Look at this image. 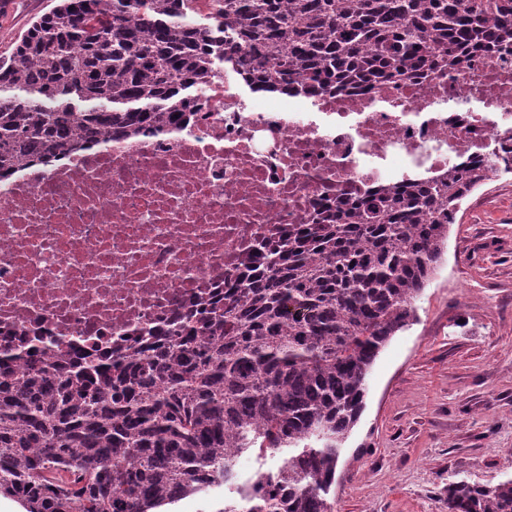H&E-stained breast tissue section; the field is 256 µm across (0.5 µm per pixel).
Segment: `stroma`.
Listing matches in <instances>:
<instances>
[{
	"instance_id": "stroma-1",
	"label": "stroma",
	"mask_w": 512,
	"mask_h": 512,
	"mask_svg": "<svg viewBox=\"0 0 512 512\" xmlns=\"http://www.w3.org/2000/svg\"><path fill=\"white\" fill-rule=\"evenodd\" d=\"M56 0H0V55ZM471 195L382 348L341 451L333 512H448V482L512 478V174Z\"/></svg>"
}]
</instances>
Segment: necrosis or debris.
I'll return each instance as SVG.
<instances>
[{
	"label": "necrosis or debris",
	"mask_w": 512,
	"mask_h": 512,
	"mask_svg": "<svg viewBox=\"0 0 512 512\" xmlns=\"http://www.w3.org/2000/svg\"><path fill=\"white\" fill-rule=\"evenodd\" d=\"M512 156V53L357 82L247 96L236 71L185 124L100 137L0 178V353L119 360L204 329L258 269V241L358 199Z\"/></svg>",
	"instance_id": "4bbe7bcc"
}]
</instances>
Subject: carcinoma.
<instances>
[{"instance_id": "cac0c4a2", "label": "carcinoma", "mask_w": 512, "mask_h": 512, "mask_svg": "<svg viewBox=\"0 0 512 512\" xmlns=\"http://www.w3.org/2000/svg\"><path fill=\"white\" fill-rule=\"evenodd\" d=\"M512 46V0H59L0 56V176L93 136L178 124L217 66L252 90L431 72ZM499 169L388 190L264 256L240 297L167 349L0 364V496L25 512H160L282 453L216 512H332L381 349L414 317L461 202ZM448 512H512V478L448 483ZM276 458L261 456L256 452L242 455L236 466V477L239 483H247L255 480L259 474L273 469Z\"/></svg>"}]
</instances>
